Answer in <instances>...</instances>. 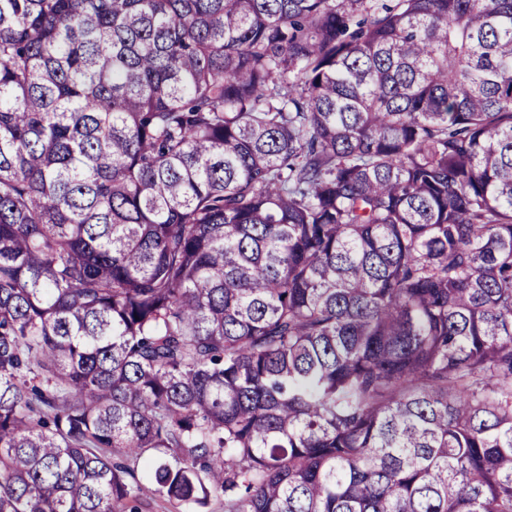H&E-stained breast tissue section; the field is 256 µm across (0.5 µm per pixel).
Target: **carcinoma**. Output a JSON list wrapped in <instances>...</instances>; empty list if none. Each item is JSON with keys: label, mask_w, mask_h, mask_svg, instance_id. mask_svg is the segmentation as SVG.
Wrapping results in <instances>:
<instances>
[{"label": "carcinoma", "mask_w": 512, "mask_h": 512, "mask_svg": "<svg viewBox=\"0 0 512 512\" xmlns=\"http://www.w3.org/2000/svg\"><path fill=\"white\" fill-rule=\"evenodd\" d=\"M151 496L512 512V0H0V512Z\"/></svg>", "instance_id": "carcinoma-1"}]
</instances>
